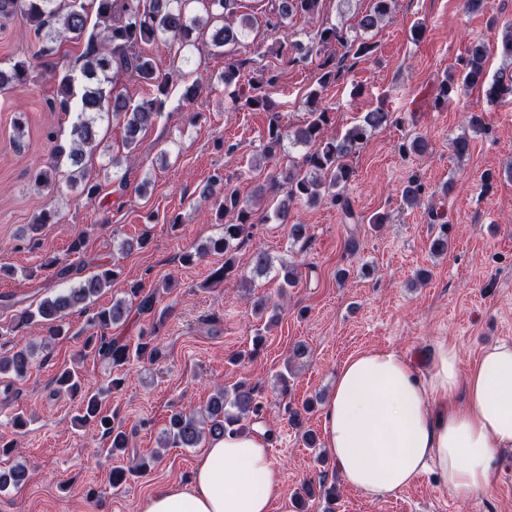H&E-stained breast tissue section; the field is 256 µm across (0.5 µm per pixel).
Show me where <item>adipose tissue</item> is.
Returning <instances> with one entry per match:
<instances>
[{"label": "adipose tissue", "instance_id": "adipose-tissue-1", "mask_svg": "<svg viewBox=\"0 0 512 512\" xmlns=\"http://www.w3.org/2000/svg\"><path fill=\"white\" fill-rule=\"evenodd\" d=\"M323 444L345 484L368 496L433 470L470 500L496 481L497 455L512 451V343L484 349L466 371L444 342L424 374L394 349L349 357L324 406ZM281 483L261 435L228 434L209 443L187 484L157 490L143 512H291Z\"/></svg>", "mask_w": 512, "mask_h": 512}]
</instances>
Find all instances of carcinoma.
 <instances>
[{
  "label": "carcinoma",
  "instance_id": "1",
  "mask_svg": "<svg viewBox=\"0 0 512 512\" xmlns=\"http://www.w3.org/2000/svg\"><path fill=\"white\" fill-rule=\"evenodd\" d=\"M203 5L210 23L192 12L191 4ZM271 7L266 16V26L275 35H282L278 51L289 55L291 62L303 63L316 54L322 57L320 63V85L337 81L342 76L343 61L352 54L363 56L372 50L366 42L349 40L343 31L332 25L317 32L310 46L288 41V19L297 16H313L321 12L323 0H269ZM395 0H372L369 11L361 15L357 27L363 32L377 28L392 13ZM240 0H0V16L21 15L33 29L40 46L33 56H23L8 69L0 68V92L15 90L34 82L42 59L56 54L61 44L70 41H85L83 64L80 74L68 70L59 80L57 97L50 102L52 112H74L76 120L70 131L68 160L74 170L68 181L83 182L82 193L91 200L98 195L99 185L83 179L79 167L85 149H94L99 137V120L108 116L123 122V145L128 153L139 147V135L161 115L164 100L169 94L171 76L161 72L145 47L152 44L166 46L174 57L190 63L183 50L195 45L196 34L211 26V44L216 49L239 45L254 26L249 14L240 12ZM346 48L342 56H336V45ZM487 49L484 44L471 46L464 67L458 74H451L442 81L438 103L458 87L486 86V95L498 98L512 94V76L503 75L486 83L485 62ZM245 62L231 55L224 56V87L233 88L231 98L237 107L247 110H263L270 113L263 159L272 161L281 151L284 140L295 145L312 146L303 163L306 168L285 167L275 173L269 185L257 188L254 198L263 197L267 191L280 194L271 213L262 220L289 225L288 237L295 243L307 239V226L292 222L293 204L303 202L309 206L319 204L328 198L342 202L344 215L355 217L350 203L343 199L342 191L353 177L349 158L356 148L367 141L371 133L389 125L392 114L383 111L366 113L362 119L347 128L341 136L327 134L329 115L323 109H312L309 118L294 130L286 131L274 112L275 102L271 88L275 76L264 72L248 80V88L241 87V70ZM127 76L137 80L148 90V96L134 102L119 87V79ZM424 186L419 177L411 175L403 189L406 204L420 203ZM215 216L223 224V235L210 239L206 245L185 251L181 260L192 264L208 252L224 254V265L211 274V282L220 283L238 276L233 252L250 239L255 224L259 223L254 204L240 198L237 191L224 188L215 202ZM276 269L279 288L286 291L296 286L298 273L295 265L283 262L273 267L269 255L257 251L253 256L252 270L262 275ZM118 272L105 268L82 280L78 286L59 291L41 301L36 308H26L16 315L17 327L44 326L48 339L54 340L68 335L65 319L75 309L84 310L94 301L102 289L116 280ZM131 300L118 299L112 306L97 310L90 318V325L102 330L85 340V347L99 358L121 369L132 360L155 361L161 357L156 336L164 323L165 314L148 331L139 336L136 346H131L117 337L108 336L105 330L125 323L132 306L140 311L150 312L155 306L152 293H142V288H129ZM31 366V356L25 349L0 354V375H11L23 379ZM124 379L114 375L105 386L88 387L74 371L66 369L54 378L57 391L80 397L79 420L94 422L102 433L111 440L112 450L122 451L129 445V435L113 419L101 414L102 400L117 391ZM263 402L257 396L256 388L245 382L229 389H220L205 408V412L178 410L174 412L164 431V447L195 448L205 438L217 439L227 432L243 433L247 425L262 417ZM150 470V460L138 459L126 469L118 466L112 469V485L119 486L127 475L144 474Z\"/></svg>",
  "mask_w": 512,
  "mask_h": 512
}]
</instances>
